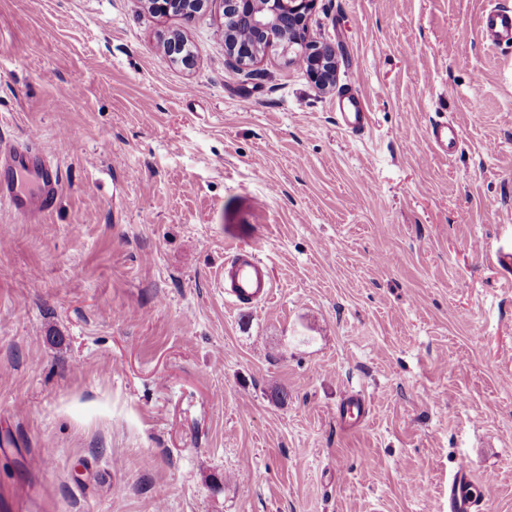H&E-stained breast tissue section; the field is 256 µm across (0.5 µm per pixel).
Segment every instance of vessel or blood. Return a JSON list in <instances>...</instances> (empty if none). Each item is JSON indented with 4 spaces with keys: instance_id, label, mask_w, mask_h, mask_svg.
Listing matches in <instances>:
<instances>
[{
    "instance_id": "vessel-or-blood-1",
    "label": "vessel or blood",
    "mask_w": 512,
    "mask_h": 512,
    "mask_svg": "<svg viewBox=\"0 0 512 512\" xmlns=\"http://www.w3.org/2000/svg\"><path fill=\"white\" fill-rule=\"evenodd\" d=\"M484 43L492 49L512 47V8L494 7L484 11L478 21ZM339 125L342 130L359 134L369 125L365 99L359 89L346 88L339 97ZM458 130L443 120L433 121L425 135L427 150L451 154L457 147ZM14 163L13 172L0 180V203L9 206L28 223H39L50 211L62 188L58 163L38 152L19 150L0 140V159ZM224 295L241 312H248L270 299L273 281L269 267L255 248H235L221 276ZM486 487L477 484L471 473L458 469L448 481L449 512H483Z\"/></svg>"
}]
</instances>
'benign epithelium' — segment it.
<instances>
[{
  "instance_id": "benign-epithelium-1",
  "label": "benign epithelium",
  "mask_w": 512,
  "mask_h": 512,
  "mask_svg": "<svg viewBox=\"0 0 512 512\" xmlns=\"http://www.w3.org/2000/svg\"><path fill=\"white\" fill-rule=\"evenodd\" d=\"M148 10L159 16H192L208 6L212 0H144ZM224 21L242 13L245 6L252 7V24L264 47L234 45L227 52L229 60L239 68H249L258 63L265 48L279 43L288 36V50L295 51L303 68L316 88L322 92L332 89L336 79L337 58L334 48L310 42L306 38L307 18L316 0H219ZM164 54L180 61L185 67L194 66V58L185 51V44L178 37L163 42Z\"/></svg>"
}]
</instances>
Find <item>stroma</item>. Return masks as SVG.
I'll return each instance as SVG.
<instances>
[{
	"label": "stroma",
	"mask_w": 512,
	"mask_h": 512,
	"mask_svg": "<svg viewBox=\"0 0 512 512\" xmlns=\"http://www.w3.org/2000/svg\"><path fill=\"white\" fill-rule=\"evenodd\" d=\"M499 3L318 0L324 93L279 45L228 63L216 6L0 0V135L63 182L40 223L0 205V512H448L461 467L512 512ZM443 116L458 150L421 156ZM239 246L274 283L247 315L218 285ZM214 0H144L148 10L159 16H192L203 10ZM171 3L177 4L178 12H173ZM478 30L489 48L512 47V8L493 7L484 11L478 21ZM339 126L342 130L360 134L369 125V112H366L365 99L359 89L346 88L339 97Z\"/></svg>",
	"instance_id": "obj_1"
}]
</instances>
